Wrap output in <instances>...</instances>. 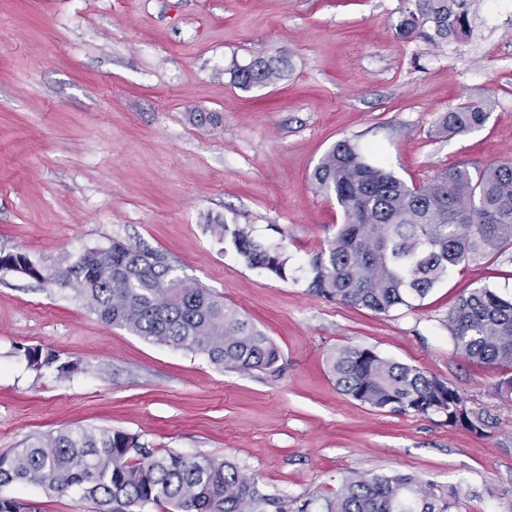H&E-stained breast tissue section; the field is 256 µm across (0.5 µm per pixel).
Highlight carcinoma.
Returning a JSON list of instances; mask_svg holds the SVG:
<instances>
[{
    "instance_id": "1",
    "label": "carcinoma",
    "mask_w": 512,
    "mask_h": 512,
    "mask_svg": "<svg viewBox=\"0 0 512 512\" xmlns=\"http://www.w3.org/2000/svg\"><path fill=\"white\" fill-rule=\"evenodd\" d=\"M467 0H416L397 33L429 41L471 30ZM283 62L259 57L233 69L243 88L267 86ZM493 106L469 99L438 123V133L465 135L482 127ZM344 215L336 235L311 261L309 288L336 303L388 314L410 307L454 269L512 248V160L480 166L461 162L409 185L374 149L349 140L331 147L312 174ZM250 267L287 276L282 247L265 244L239 224H216ZM0 270L72 290L86 309L149 342L204 355L224 369L268 370L280 352L238 309L211 289L187 283L154 251L114 239L106 247L66 253L37 265L22 252L0 251ZM454 350L498 370L496 395L512 401V299L487 287L462 292L448 310ZM27 365L60 374L81 370L44 346L19 348ZM328 369L344 395L390 413L436 415L450 428L484 432L483 411L447 382L367 347H341ZM36 485L46 493L74 492L97 512H257L255 482L229 461L152 448L120 429L69 428L29 438L0 454V487ZM459 492L411 476L347 479L326 512H459ZM0 512H34L26 501L0 496Z\"/></svg>"
}]
</instances>
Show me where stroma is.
Here are the masks:
<instances>
[{"label":"stroma","instance_id":"1","mask_svg":"<svg viewBox=\"0 0 512 512\" xmlns=\"http://www.w3.org/2000/svg\"><path fill=\"white\" fill-rule=\"evenodd\" d=\"M413 0H0V249L50 260L112 239L165 254L236 305L280 351L277 370L108 326L71 290L0 271V453L64 428H114L153 448L234 463L260 512H325L344 478L411 475L458 488L461 512H512V402L496 370L456 354L462 289L512 298V250L453 270L415 306L379 315L309 288L343 221L312 173L336 142L377 149L420 184L466 160L512 159V5L482 0L467 35L400 38ZM283 60L281 79L230 70ZM492 97L487 122L441 135V116ZM281 245L286 278L247 266L212 225ZM43 345L81 364L27 367ZM374 349L444 380L484 410V435L343 395L337 348ZM38 512H94L77 494L10 485ZM283 65V62L278 59L256 58L247 65L233 69V82L242 88L273 84L280 78Z\"/></svg>","mask_w":512,"mask_h":512}]
</instances>
